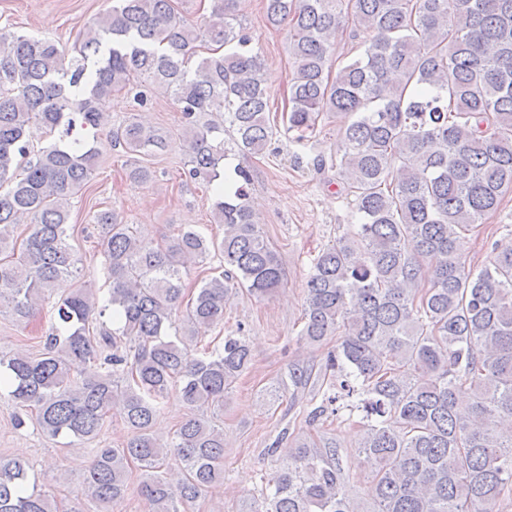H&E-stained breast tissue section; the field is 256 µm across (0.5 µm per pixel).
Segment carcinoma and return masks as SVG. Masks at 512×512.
<instances>
[{"instance_id": "carcinoma-1", "label": "carcinoma", "mask_w": 512, "mask_h": 512, "mask_svg": "<svg viewBox=\"0 0 512 512\" xmlns=\"http://www.w3.org/2000/svg\"><path fill=\"white\" fill-rule=\"evenodd\" d=\"M263 2L270 24H288L284 134L302 143L345 117L336 171L360 223L314 259L300 338L336 337L325 368L341 380L325 401L354 397L365 413L355 459L373 465V512H499L512 499V247L474 270L461 237L512 192V0ZM346 25L362 51L332 78ZM262 71L234 0H210L196 24L172 0H112L68 61L49 37L0 31V310L26 325L49 303L55 322L40 354L0 355V382L50 438L92 440L122 416L130 437L95 449L84 478L100 512L124 497L131 463L152 512H190L224 481V431L202 411L224 407L252 353L234 336L200 351L198 336L224 321L232 288L263 299L284 275L248 207L249 171L227 167L278 133ZM148 89L177 106L185 175L216 185L224 234L188 227L155 245L115 209L95 212L99 297L70 244V199L96 166L79 131L102 126L113 94L144 106ZM110 133L129 152L168 146L133 117ZM212 253L221 270L187 287L188 264ZM107 312L118 327L94 328ZM174 386L189 415L161 443L152 423ZM29 482L25 463L0 458V512H55ZM250 512H360L337 444L294 439Z\"/></svg>"}]
</instances>
